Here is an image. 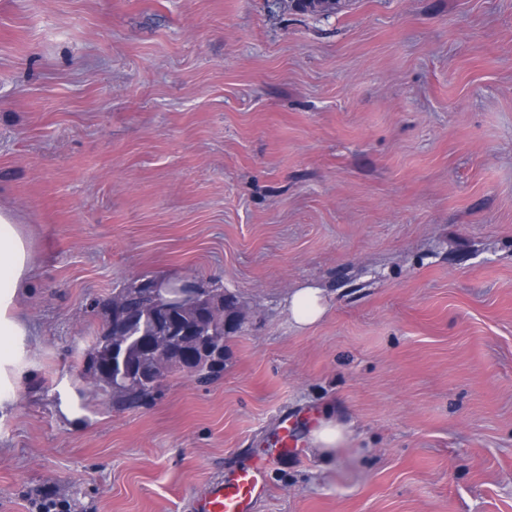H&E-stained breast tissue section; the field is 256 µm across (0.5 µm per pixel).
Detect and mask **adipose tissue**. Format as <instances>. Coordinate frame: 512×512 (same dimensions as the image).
Instances as JSON below:
<instances>
[{"label":"adipose tissue","mask_w":512,"mask_h":512,"mask_svg":"<svg viewBox=\"0 0 512 512\" xmlns=\"http://www.w3.org/2000/svg\"><path fill=\"white\" fill-rule=\"evenodd\" d=\"M33 273L32 243L10 212L0 210V404L8 402L25 374L23 355L33 335L31 322L20 300ZM327 311L320 289H295L288 298L293 324L309 327ZM349 429L332 412H325L313 431L311 445L323 469L336 463V451L347 445Z\"/></svg>","instance_id":"obj_1"}]
</instances>
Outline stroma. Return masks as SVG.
Returning a JSON list of instances; mask_svg holds the SVG:
<instances>
[{
	"instance_id": "stroma-1",
	"label": "stroma",
	"mask_w": 512,
	"mask_h": 512,
	"mask_svg": "<svg viewBox=\"0 0 512 512\" xmlns=\"http://www.w3.org/2000/svg\"><path fill=\"white\" fill-rule=\"evenodd\" d=\"M0 208L37 333L0 512H197L249 464L253 512H512V0H0ZM148 277L237 295L222 376L68 419L102 302ZM288 312L298 328L317 323L327 312L321 290L312 287L295 289L288 298ZM348 440V425L328 409L311 436L312 448L322 461L324 470L333 468L336 464L337 448H344Z\"/></svg>"
}]
</instances>
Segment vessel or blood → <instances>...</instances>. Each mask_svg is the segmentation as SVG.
I'll return each instance as SVG.
<instances>
[{
	"label": "vessel or blood",
	"mask_w": 512,
	"mask_h": 512,
	"mask_svg": "<svg viewBox=\"0 0 512 512\" xmlns=\"http://www.w3.org/2000/svg\"><path fill=\"white\" fill-rule=\"evenodd\" d=\"M264 473L245 466L232 478L214 482L200 503L201 512H251L255 501L265 492Z\"/></svg>",
	"instance_id": "1"
}]
</instances>
